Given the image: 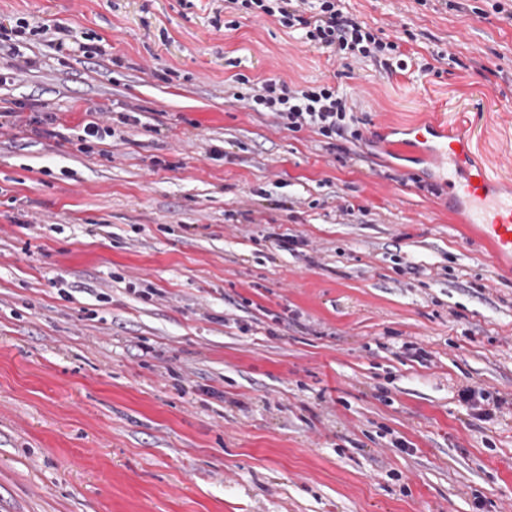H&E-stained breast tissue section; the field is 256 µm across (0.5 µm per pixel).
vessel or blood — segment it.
<instances>
[{"mask_svg": "<svg viewBox=\"0 0 512 512\" xmlns=\"http://www.w3.org/2000/svg\"><path fill=\"white\" fill-rule=\"evenodd\" d=\"M411 132L436 164L449 167L448 194L466 210L470 223L482 227L494 257L512 258V195L499 193L490 172L473 160L472 140H436L425 125L413 126Z\"/></svg>", "mask_w": 512, "mask_h": 512, "instance_id": "b4317fda", "label": "vessel or blood"}]
</instances>
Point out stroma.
Here are the masks:
<instances>
[{
  "label": "stroma",
  "instance_id": "obj_1",
  "mask_svg": "<svg viewBox=\"0 0 512 512\" xmlns=\"http://www.w3.org/2000/svg\"><path fill=\"white\" fill-rule=\"evenodd\" d=\"M347 8L410 66L224 0H0L75 38L23 35L0 101L118 131L0 130V512H512V268L391 148L466 115L512 190V0ZM240 74L336 86L361 140L276 128Z\"/></svg>",
  "mask_w": 512,
  "mask_h": 512
}]
</instances>
